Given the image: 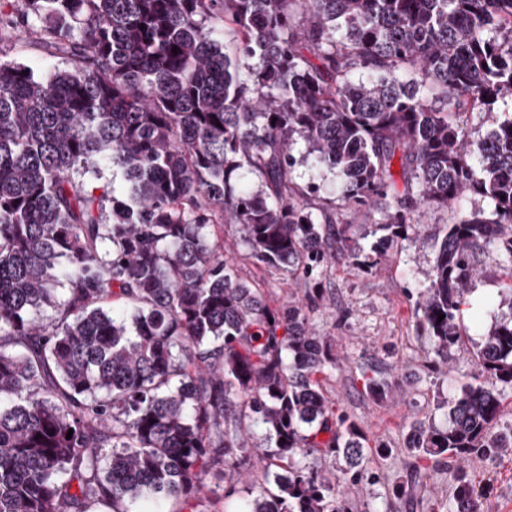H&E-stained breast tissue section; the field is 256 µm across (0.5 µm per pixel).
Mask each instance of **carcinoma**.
Wrapping results in <instances>:
<instances>
[{
	"label": "carcinoma",
	"instance_id": "1",
	"mask_svg": "<svg viewBox=\"0 0 512 512\" xmlns=\"http://www.w3.org/2000/svg\"><path fill=\"white\" fill-rule=\"evenodd\" d=\"M1 32H33L71 66L39 77L0 60V512L146 498L209 512L214 471L231 483L247 467L261 481L239 512H345L366 438L324 388L333 339L307 315L321 289L270 305L218 226L239 225L269 270L315 280L346 238L322 187L293 181L300 141L336 175L332 202L383 232L373 266L422 207L484 197L446 225L414 302L442 370L478 253L512 264V118L477 167L469 126L512 100V0H20L0 4ZM102 164L122 177L107 221L105 194L77 183ZM504 304L476 352L484 381L461 385L445 426L413 425L410 453L512 450L511 287ZM257 429L264 448L249 447ZM315 453L342 457L341 475L303 463ZM482 496L456 476L455 512Z\"/></svg>",
	"mask_w": 512,
	"mask_h": 512
}]
</instances>
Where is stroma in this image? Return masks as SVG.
I'll use <instances>...</instances> for the list:
<instances>
[{"label":"stroma","mask_w":512,"mask_h":512,"mask_svg":"<svg viewBox=\"0 0 512 512\" xmlns=\"http://www.w3.org/2000/svg\"><path fill=\"white\" fill-rule=\"evenodd\" d=\"M22 59L43 71L64 67L49 56L36 35L26 45L16 36L0 34V59ZM420 227L411 239L398 241L382 262L365 269L360 258L341 253L330 261L313 287L325 300L310 314L313 326L336 344V367L325 385L340 412L364 431L368 442L384 443L389 456L368 451L367 476L341 486L347 512H454V475L464 470L477 487L486 489L484 512H512V452L494 458H463L443 465L432 458L412 456L406 448L410 426L416 421L444 423V407L459 386L479 375L474 352L499 312L498 302L512 273L495 248L480 255L481 274L458 313L463 335L448 352L442 371L428 366L430 340L416 323L413 304L427 286L431 266L445 225L456 220L452 208H422ZM225 254L234 257L240 277L263 288L270 302L298 299L303 286L287 274L272 273L249 258L239 225H224ZM386 379L391 389L381 399L368 395L362 372ZM402 486L407 496L396 497Z\"/></svg>","instance_id":"35a3bbf8"}]
</instances>
